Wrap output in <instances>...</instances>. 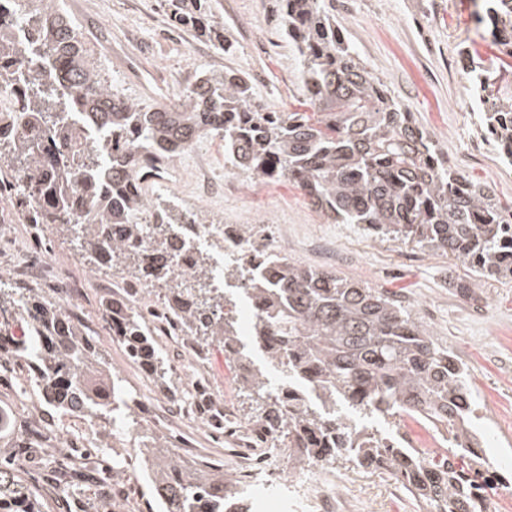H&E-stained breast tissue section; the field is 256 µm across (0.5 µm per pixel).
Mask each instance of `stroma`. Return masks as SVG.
<instances>
[{"label": "stroma", "mask_w": 512, "mask_h": 512, "mask_svg": "<svg viewBox=\"0 0 512 512\" xmlns=\"http://www.w3.org/2000/svg\"><path fill=\"white\" fill-rule=\"evenodd\" d=\"M218 21L230 44L227 52L193 32L173 29L166 0H61L78 26L101 74L118 94L144 104L169 102L205 71L231 68L247 74L253 100L275 112H306L310 105L299 76V61L284 34L278 0H222ZM473 0H336V23L372 76L381 78L393 96L407 105L417 122L438 142L449 165L461 176L487 185L502 203L512 202V165L492 146L477 151L480 109L463 65V53L488 60L496 53L476 19ZM215 224H251L265 220L281 225L289 260L330 270L394 294L413 316L430 326L440 343L468 367V384L477 408V429L494 427L506 445L487 451L490 474L512 462V281L479 282L475 303L479 319H470V304L451 283L466 277V266L398 241H378L354 224H335L309 205L288 180L248 183L215 199L203 212ZM46 253L65 274H88L69 232L45 231ZM100 288L93 300L79 302L89 337L123 380V397L139 423L167 436L190 458L221 462L226 472L241 464L224 442L222 429L201 422L191 433L146 417V400L164 405L179 401L180 379L159 383L141 378L113 345L103 307L111 299L110 273L94 274ZM202 368L224 379L228 408L247 421L254 404L240 392L224 349L205 347ZM23 404L28 415L0 431V458L19 457V476L35 489L43 512H71L63 491L47 480L35 458L22 449L38 434L51 438L56 452L74 456L71 440L84 435L83 418L48 409L27 368L12 351L0 350V407ZM312 481L335 488L349 512H430L425 502L408 496L386 472H365L337 460L334 469L312 467Z\"/></svg>", "instance_id": "1"}]
</instances>
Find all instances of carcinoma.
Returning <instances> with one entry per match:
<instances>
[{"label":"carcinoma","instance_id":"1","mask_svg":"<svg viewBox=\"0 0 512 512\" xmlns=\"http://www.w3.org/2000/svg\"><path fill=\"white\" fill-rule=\"evenodd\" d=\"M174 22L224 50L216 0H168ZM284 33L300 64L303 91L314 114L268 112L252 102L248 77L227 69L197 77L174 104H144L122 97L102 79L82 35L56 0H34L35 32L69 66L42 83L24 77L25 49L0 33V92L19 87L26 111L0 112V184L16 175L22 220L63 227L82 256L139 282L169 281L175 262L186 277L163 295L186 340L204 349L224 346L236 365L240 389L254 395L251 421L268 428L291 466L321 467L345 459L366 472L383 471L431 512H482L490 486L484 449L465 447L471 392L464 364L413 318L401 300L378 288L263 253L253 268L245 256L228 275L241 278L255 304L252 341L288 381L313 390L308 398L268 388L224 311V291L210 282L208 257H187L170 236L174 224L195 215L171 202L128 196L125 188L145 171L194 147L206 135L224 139V163L250 180L288 178L309 204L336 224H359L381 240L413 243L470 270L456 293L472 297L483 279L512 280V205L448 166L432 135L369 74L340 35L333 0H280ZM479 20L500 52L512 57V0H484ZM482 93L483 128L512 164V92L498 84L495 62H468ZM68 85L70 95L60 93ZM36 125L53 136L43 142L20 129ZM28 302L35 325L22 338L0 335L31 366L43 403L89 424V454L101 421L140 457L159 512H250L248 491L221 467L184 460L131 418L119 379L96 345L83 335L78 308L32 289L0 288V315ZM129 356L158 378L168 367L154 346L145 317L123 315ZM367 416L381 424L409 417L448 427V447L408 448L398 434L359 432ZM47 476L73 485L74 469L44 453ZM0 512H41L33 488L8 461H0Z\"/></svg>","mask_w":512,"mask_h":512}]
</instances>
